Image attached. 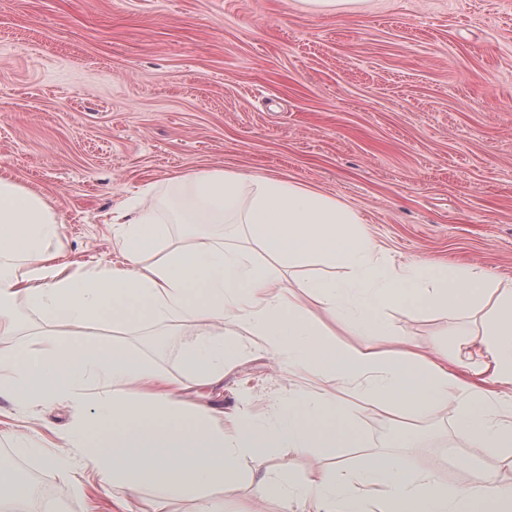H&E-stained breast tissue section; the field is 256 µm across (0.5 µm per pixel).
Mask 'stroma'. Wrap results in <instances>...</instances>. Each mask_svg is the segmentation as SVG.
<instances>
[{
	"label": "stroma",
	"mask_w": 512,
	"mask_h": 512,
	"mask_svg": "<svg viewBox=\"0 0 512 512\" xmlns=\"http://www.w3.org/2000/svg\"><path fill=\"white\" fill-rule=\"evenodd\" d=\"M212 168L336 198L394 264H475L512 285V0H366L332 13L297 0H0V176L54 209L66 259H113V209L147 188L165 205L167 177ZM203 234L266 258L239 224H171L167 242L187 247ZM479 322L387 314L424 352ZM211 330L185 321L86 334L177 379L183 347ZM303 385L257 342L221 383L180 397L267 416ZM73 418L62 401L0 399V429L45 452L63 446ZM356 423L358 447L326 457L279 448L269 468L300 478L387 452L464 483L472 456L512 483L511 467L456 435L452 406L362 404ZM1 456L42 484L39 512H115L120 499L132 512L197 509L160 506L153 489L130 493L78 468L60 473L0 440Z\"/></svg>",
	"instance_id": "obj_1"
}]
</instances>
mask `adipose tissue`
<instances>
[{"mask_svg":"<svg viewBox=\"0 0 512 512\" xmlns=\"http://www.w3.org/2000/svg\"><path fill=\"white\" fill-rule=\"evenodd\" d=\"M166 212L145 201L113 212L118 262L73 266L57 248L60 224L37 193L0 176V336L16 334L11 309L22 303L53 323L42 337L0 347V398L33 407L66 401L77 417L51 466L80 467L112 486L160 489L200 512H224L221 490L248 486L254 500L283 512H512V483L473 468L451 484L415 471L388 453L365 455L352 469L316 468L303 478L246 471L276 449L330 453L359 442L356 403L415 413L449 403L455 431L471 448L512 464V287L477 265L389 263L350 207L276 178L243 182L224 170L171 178ZM170 224H243L271 257L264 264L223 239L202 235L187 248L165 246ZM339 268L344 275L288 282L278 269ZM489 315L478 332L448 333V347L418 350L388 331L387 309L404 315ZM177 320L215 326L187 345L183 373L171 380L122 347L83 334L91 325L130 330ZM245 323L263 337L283 370L332 385L299 391L271 418L224 416L178 399L189 385L223 380L247 343L227 342L224 326ZM344 335L346 343L329 345ZM477 351L467 381L448 363Z\"/></svg>","mask_w":512,"mask_h":512,"instance_id":"adipose-tissue-1","label":"adipose tissue"}]
</instances>
